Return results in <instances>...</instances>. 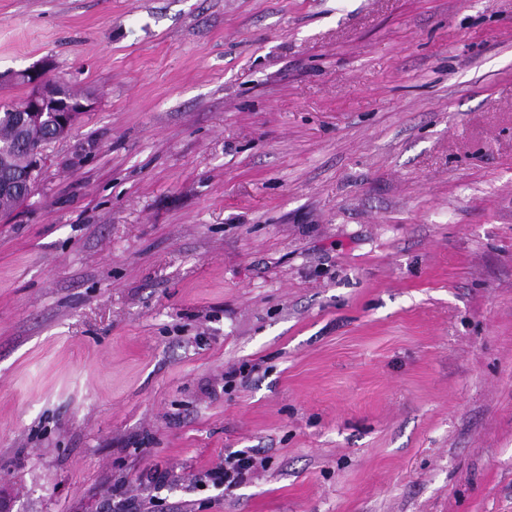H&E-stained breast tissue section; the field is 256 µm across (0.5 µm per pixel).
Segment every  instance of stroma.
Returning a JSON list of instances; mask_svg holds the SVG:
<instances>
[{"label": "stroma", "instance_id": "obj_1", "mask_svg": "<svg viewBox=\"0 0 512 512\" xmlns=\"http://www.w3.org/2000/svg\"><path fill=\"white\" fill-rule=\"evenodd\" d=\"M44 63L92 105L0 218L7 512H512V0H0V100ZM266 464L267 458L259 453H233L224 458V465L206 470L204 477L213 485H224V490H230L242 484L259 469H264Z\"/></svg>", "mask_w": 512, "mask_h": 512}]
</instances>
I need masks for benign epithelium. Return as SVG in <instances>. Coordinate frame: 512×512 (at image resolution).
Returning a JSON list of instances; mask_svg holds the SVG:
<instances>
[{"instance_id": "7a95c632", "label": "benign epithelium", "mask_w": 512, "mask_h": 512, "mask_svg": "<svg viewBox=\"0 0 512 512\" xmlns=\"http://www.w3.org/2000/svg\"><path fill=\"white\" fill-rule=\"evenodd\" d=\"M25 82L31 87V92L23 101L21 112L27 128L33 130L40 128L47 120L55 121V138H65L75 126L79 113L87 108V105L80 102L61 112L48 114L46 103L51 98L58 97V84L50 81L44 70H34L25 74ZM45 160L44 149L34 150L32 162L27 175V194H32L37 183L38 172Z\"/></svg>"}]
</instances>
